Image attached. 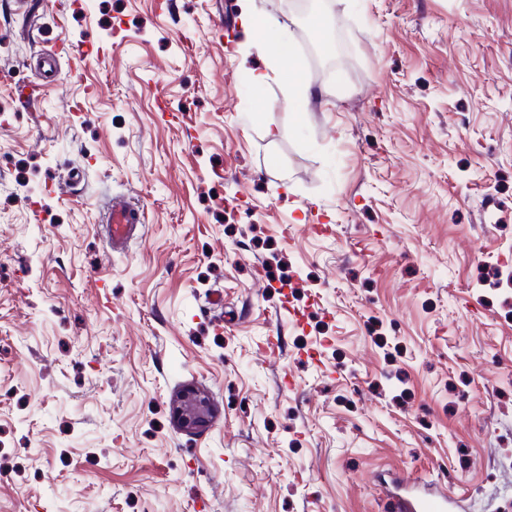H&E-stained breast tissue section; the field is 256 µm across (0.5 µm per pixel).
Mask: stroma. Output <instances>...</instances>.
<instances>
[{"label":"stroma","mask_w":512,"mask_h":512,"mask_svg":"<svg viewBox=\"0 0 512 512\" xmlns=\"http://www.w3.org/2000/svg\"><path fill=\"white\" fill-rule=\"evenodd\" d=\"M64 1L0 0V512H512V0ZM245 22L247 30L255 38V45L262 51L270 63L288 56L293 50V40L290 30L272 17L260 14H247ZM273 72V70H270ZM144 221L143 206L125 200L113 199L105 217L112 248L133 236L137 226L144 224ZM177 417L185 428L196 429L209 422L210 404L201 392H188L176 406ZM395 510L398 512H453V500L446 495L433 496L409 488L403 481L395 485Z\"/></svg>","instance_id":"stroma-1"}]
</instances>
